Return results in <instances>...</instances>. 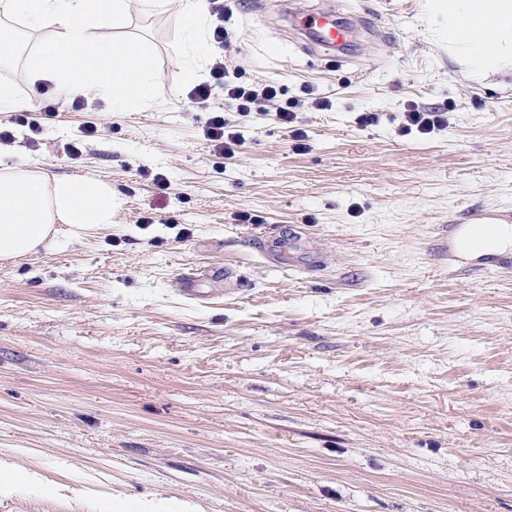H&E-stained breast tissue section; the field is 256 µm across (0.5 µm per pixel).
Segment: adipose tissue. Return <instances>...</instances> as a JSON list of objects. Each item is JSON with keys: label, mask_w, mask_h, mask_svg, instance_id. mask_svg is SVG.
Segmentation results:
<instances>
[{"label": "adipose tissue", "mask_w": 512, "mask_h": 512, "mask_svg": "<svg viewBox=\"0 0 512 512\" xmlns=\"http://www.w3.org/2000/svg\"><path fill=\"white\" fill-rule=\"evenodd\" d=\"M448 16V55L477 82L512 75V0H439ZM130 0H0V40L13 34L10 20L53 29L28 58L31 82H47L61 94L103 86L113 103L150 98L159 78L154 54L138 40L94 36L117 23ZM110 183L92 176L47 174L0 166V260L38 254L56 239L60 225L73 233L113 223Z\"/></svg>", "instance_id": "ef3b65f1"}]
</instances>
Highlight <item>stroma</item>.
Segmentation results:
<instances>
[{
    "label": "stroma",
    "mask_w": 512,
    "mask_h": 512,
    "mask_svg": "<svg viewBox=\"0 0 512 512\" xmlns=\"http://www.w3.org/2000/svg\"><path fill=\"white\" fill-rule=\"evenodd\" d=\"M223 4L239 82L274 83L294 125L219 88L191 103L211 61L188 79L175 5L97 30L152 47L150 99L93 86L77 109L0 67V164L116 201L112 226L0 265V512H512V267L448 253L449 225L512 211V77L470 80L431 0ZM312 6L360 19L352 55L292 28ZM410 101L448 129L403 134ZM219 111L230 155L205 136ZM282 240L292 265L264 257Z\"/></svg>",
    "instance_id": "obj_1"
}]
</instances>
